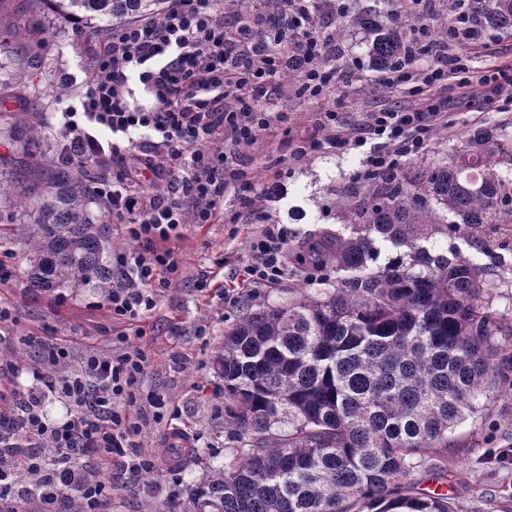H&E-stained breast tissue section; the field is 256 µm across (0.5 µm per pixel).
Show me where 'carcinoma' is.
<instances>
[{
	"label": "carcinoma",
	"instance_id": "1",
	"mask_svg": "<svg viewBox=\"0 0 512 512\" xmlns=\"http://www.w3.org/2000/svg\"><path fill=\"white\" fill-rule=\"evenodd\" d=\"M12 35L37 32L39 6L75 23L158 13L161 0H30ZM392 23L367 7L325 33L341 43L365 34L367 70L386 73L426 54L417 39L448 37V24L416 0H394ZM465 35L512 33V0H453ZM512 132L465 131L436 155L369 179L373 189L339 201L345 230H321L288 251L304 277L286 304L245 303L213 356L224 411L241 439L234 461L192 493V512H469L456 497L422 487L448 480L459 424L491 398L512 394V325L495 305L500 284L438 238L485 224H512ZM26 219L0 246L29 249L28 282L77 294L112 292L104 212L90 182L68 166L31 157L28 171L0 180ZM379 242L396 256L376 264Z\"/></svg>",
	"mask_w": 512,
	"mask_h": 512
}]
</instances>
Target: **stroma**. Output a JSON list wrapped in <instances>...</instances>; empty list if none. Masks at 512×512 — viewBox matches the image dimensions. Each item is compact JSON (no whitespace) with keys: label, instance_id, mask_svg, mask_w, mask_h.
<instances>
[{"label":"stroma","instance_id":"1","mask_svg":"<svg viewBox=\"0 0 512 512\" xmlns=\"http://www.w3.org/2000/svg\"><path fill=\"white\" fill-rule=\"evenodd\" d=\"M42 21L41 31L29 40L0 39V55H22L35 62L26 85L0 89V171L5 173L11 163L31 151L26 136L17 130L22 113L40 119L52 142L61 140L63 132L55 126L52 114L67 101L55 93L57 74L75 69L84 54L71 23L48 10ZM470 71L476 79L498 71L510 84L491 99L473 101L465 109L454 106L459 92L456 85L435 88L433 102L451 108L456 130H438L429 152H450L460 133L472 127L512 129V36L486 37L471 53ZM410 90V84L399 83L372 93L359 85L347 96L318 100L282 91L278 104L288 114L287 124L259 131L258 137L274 151L288 155L281 173L285 190L279 198L259 199L257 207L283 227L287 243L318 228H342L345 218L335 202L355 189L354 177L364 162L362 153L344 145L295 160L290 156L294 145L318 135L321 112H339L340 131L346 134L364 123L369 112L407 104ZM261 229V224L252 222L238 230L225 223L201 229L187 225L182 237L170 244L181 262V274L159 290L157 306L141 336L134 326L113 318L105 307L93 306L92 289L72 295L29 288L25 276L29 255L22 245H10L12 276L0 282V301L14 308L16 321L8 335L0 338V412H15V391L31 384L30 368L39 366L50 351L64 348L66 364L75 372L88 354L111 353L113 337L124 334L130 346L144 348L150 357L149 368L138 384L139 393L164 397L179 414L171 425L144 424L137 438L141 451L162 456L165 435L173 427L198 439L174 473L161 470L131 479L113 473L111 512H142L149 502L156 503L161 512H188L192 490L235 457L240 441L227 422L224 383L214 374L211 357L225 327L237 320L240 299H249L255 306L288 302L301 278L291 264L273 287L255 290L244 286L247 238ZM482 236L489 248L471 250L473 262L506 273L512 267V226H489ZM206 275L213 277L216 287L202 292L197 284ZM228 290L233 291V299H225ZM458 432L467 446L448 463L449 494L472 512H512V396L497 397L481 419L464 423Z\"/></svg>","mask_w":512,"mask_h":512}]
</instances>
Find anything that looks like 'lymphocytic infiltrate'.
<instances>
[{"mask_svg":"<svg viewBox=\"0 0 512 512\" xmlns=\"http://www.w3.org/2000/svg\"><path fill=\"white\" fill-rule=\"evenodd\" d=\"M77 35L92 46L78 74H62L74 90V104L61 112L63 137L57 163L92 166L91 185L98 205L122 225L138 249L119 255L112 265L111 294L102 299L112 316L130 324L145 323L156 307L158 289L178 277L180 264L170 248L185 220L194 224L224 221V197L233 193L241 209L255 196L275 192L276 183L258 186L230 169L217 142L231 137L246 151H258L257 132L281 123L273 96L280 76L296 73L297 91L322 99L343 92L330 72L313 63L327 51L315 20L298 16L295 32L275 44L259 38L241 20L224 18V0H166L161 16L142 17ZM467 42L459 22L448 25V39L434 42L423 73L407 67L397 81H415L417 94L455 81L462 96L488 95V79L471 81ZM139 82L152 103L137 105L131 82ZM447 111L436 106L411 111L395 105L371 113L355 141L371 137L386 149L371 156L365 175L396 170L405 157L427 146L435 128L453 127ZM122 169H114L115 160ZM246 267L252 287L277 282L287 267L286 239L279 225L269 224L249 241ZM116 352L89 356L79 372L66 376L33 370V384L16 393L18 412L0 413V454L14 457L35 472L38 483L21 485L0 472V512H18L19 504L40 502L42 512H101L110 487L86 477L83 463L95 460L103 470L120 466L129 475L155 471L153 456L135 441L141 426L126 404L145 374L149 359L115 339ZM57 396L65 414L49 418L46 397ZM57 450L55 462L41 455L43 443Z\"/></svg>","mask_w":512,"mask_h":512,"instance_id":"f902f5d3","label":"lymphocytic infiltrate"}]
</instances>
